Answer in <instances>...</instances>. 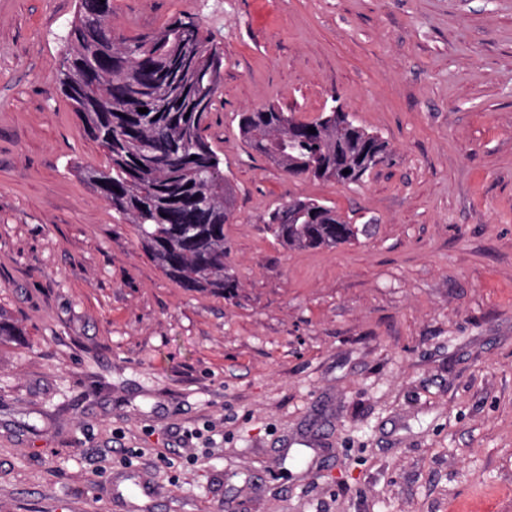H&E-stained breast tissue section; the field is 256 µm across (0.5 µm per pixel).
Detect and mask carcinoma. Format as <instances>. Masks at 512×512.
<instances>
[{"instance_id":"cac0c4a2","label":"carcinoma","mask_w":512,"mask_h":512,"mask_svg":"<svg viewBox=\"0 0 512 512\" xmlns=\"http://www.w3.org/2000/svg\"><path fill=\"white\" fill-rule=\"evenodd\" d=\"M184 23L173 17L157 32L127 37L112 26V0H80L59 84L80 135L108 159L102 169H84L85 179L136 227L142 247L166 276L189 291L232 296L240 280L224 225L234 219L235 189L205 135L224 55L200 23L190 30ZM186 39L192 41L188 59L180 50ZM239 127L251 149L286 174L337 177L348 187L361 185L391 155L387 140L355 125L342 110L307 120L269 106L242 113ZM317 154L325 162L321 174L309 170ZM262 223L286 249L334 248L371 229L312 198L292 199Z\"/></svg>"}]
</instances>
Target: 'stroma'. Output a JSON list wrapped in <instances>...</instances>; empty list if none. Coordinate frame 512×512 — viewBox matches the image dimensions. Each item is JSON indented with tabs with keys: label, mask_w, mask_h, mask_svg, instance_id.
<instances>
[{
	"label": "stroma",
	"mask_w": 512,
	"mask_h": 512,
	"mask_svg": "<svg viewBox=\"0 0 512 512\" xmlns=\"http://www.w3.org/2000/svg\"><path fill=\"white\" fill-rule=\"evenodd\" d=\"M78 0H0V512H512V0H112L224 53L227 298L171 281L81 175L57 76ZM338 104L392 153L362 186L241 137ZM320 200L370 236L294 250ZM286 249L334 248L368 236L370 224H351L334 206L312 198H296L270 210L261 220Z\"/></svg>",
	"instance_id": "obj_1"
}]
</instances>
